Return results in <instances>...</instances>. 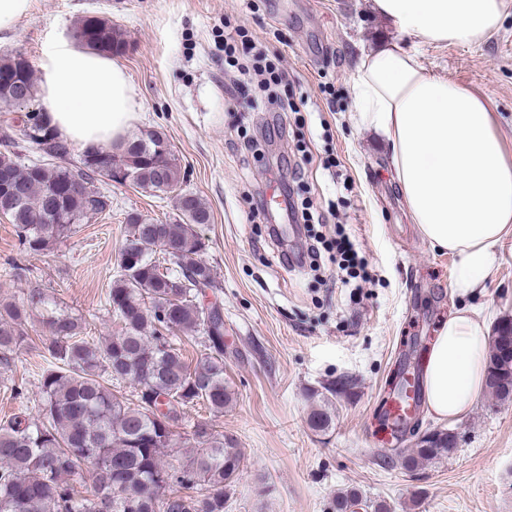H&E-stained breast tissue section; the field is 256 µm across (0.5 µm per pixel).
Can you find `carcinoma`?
I'll return each mask as SVG.
<instances>
[{"label":"carcinoma","mask_w":512,"mask_h":512,"mask_svg":"<svg viewBox=\"0 0 512 512\" xmlns=\"http://www.w3.org/2000/svg\"><path fill=\"white\" fill-rule=\"evenodd\" d=\"M78 44L105 55L130 47L124 32L100 16H83L72 27ZM30 60L21 52L0 56V105L19 108L36 97ZM39 154L32 161L15 150L13 131ZM0 183L14 189L0 199V217L14 224L21 252L44 255L64 238L109 213L112 200L96 183L112 180V168L131 173L145 191L173 192L177 219L152 224L127 215L129 234L117 256L118 276L106 303L121 332L96 342L81 317L33 290L26 301H0V360H8L28 336L31 315L41 313L48 329L43 348L49 366L39 379L40 407L32 419L18 413L0 423V512H224L227 490L243 471L237 440L199 422L188 437L174 426L198 403L221 414L233 401L224 380V314L220 302L200 296L216 291L213 267L204 259L208 240L198 231L210 222L204 200L177 191L184 180L167 136L143 129L112 152L86 150L72 159V145L58 136L43 113L22 112L0 128ZM160 256H152L154 248ZM202 335L206 353L187 365L170 334ZM127 384L133 398L115 386ZM486 387L500 401H512V322L494 325L486 358ZM354 383L343 378L313 391L309 425L332 427L334 399ZM456 448L448 430L418 441L403 459L407 467L441 460ZM175 451L182 475L164 458ZM87 469L88 494L66 478Z\"/></svg>","instance_id":"obj_1"}]
</instances>
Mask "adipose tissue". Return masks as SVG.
Here are the masks:
<instances>
[{
    "label": "adipose tissue",
    "mask_w": 512,
    "mask_h": 512,
    "mask_svg": "<svg viewBox=\"0 0 512 512\" xmlns=\"http://www.w3.org/2000/svg\"><path fill=\"white\" fill-rule=\"evenodd\" d=\"M370 8L417 45L480 44L512 16V0H371ZM41 71L45 117L63 139L104 152L123 141L136 100L118 62L62 42L47 49ZM353 90L357 124L385 143L412 223L454 256V290L479 291L512 257V161L494 112L394 42L360 56ZM486 334L463 307L440 325L424 365L426 405L437 419L461 418L475 405Z\"/></svg>",
    "instance_id": "1"
}]
</instances>
